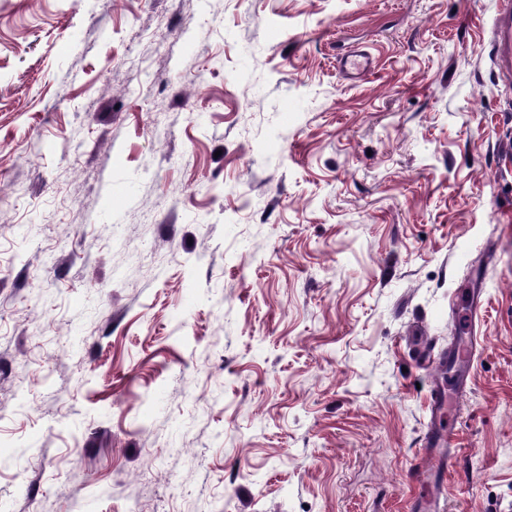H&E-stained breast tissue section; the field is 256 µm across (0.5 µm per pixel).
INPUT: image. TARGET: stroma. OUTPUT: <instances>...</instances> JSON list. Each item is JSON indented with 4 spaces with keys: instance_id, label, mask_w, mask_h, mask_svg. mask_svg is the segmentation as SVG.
<instances>
[{
    "instance_id": "stroma-1",
    "label": "stroma",
    "mask_w": 512,
    "mask_h": 512,
    "mask_svg": "<svg viewBox=\"0 0 512 512\" xmlns=\"http://www.w3.org/2000/svg\"><path fill=\"white\" fill-rule=\"evenodd\" d=\"M499 7L0 0V512H512ZM341 67L351 81H356L369 71L373 64L372 56L366 52H354L341 60ZM431 409L433 421L425 435L426 445L432 448H455L457 432L449 420L446 422L445 404L442 395L436 392L431 396Z\"/></svg>"
}]
</instances>
